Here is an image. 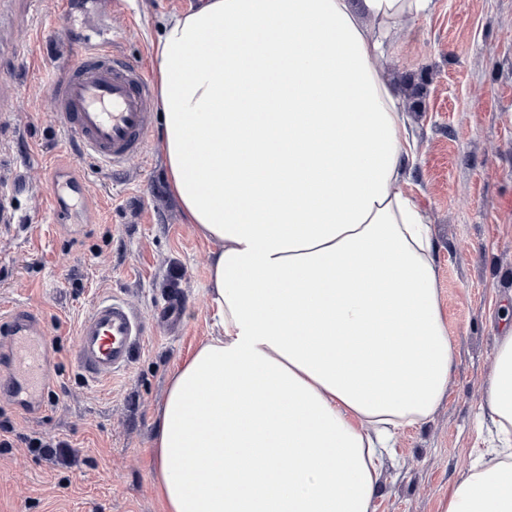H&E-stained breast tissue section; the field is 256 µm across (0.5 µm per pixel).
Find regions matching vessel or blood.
<instances>
[{
    "mask_svg": "<svg viewBox=\"0 0 512 512\" xmlns=\"http://www.w3.org/2000/svg\"><path fill=\"white\" fill-rule=\"evenodd\" d=\"M96 0H64L62 14L81 43L77 59L49 77L56 122L71 138L81 156L112 171L121 170L133 156H145L153 129L155 97L138 66L114 50L118 39L110 26L96 23ZM83 189V181L51 169L47 201L57 221H66L70 209L56 188ZM17 187L0 179V232L17 222ZM147 334L145 318L127 302L99 301L79 324L74 337V359L82 374L106 379L125 368ZM50 333L22 307L0 313V355L8 358L7 375H0V398L16 402L28 416L41 414L42 393L54 382L45 347Z\"/></svg>",
    "mask_w": 512,
    "mask_h": 512,
    "instance_id": "b4317fda",
    "label": "vessel or blood"
}]
</instances>
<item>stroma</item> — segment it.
Wrapping results in <instances>:
<instances>
[{"label": "stroma", "instance_id": "obj_1", "mask_svg": "<svg viewBox=\"0 0 512 512\" xmlns=\"http://www.w3.org/2000/svg\"><path fill=\"white\" fill-rule=\"evenodd\" d=\"M193 0H99L119 32L117 51L153 75V43ZM59 0H0V174L16 182L21 223L0 236V307L33 311L51 333L58 372L41 418L0 402L16 433L0 448V512H161L153 481L155 418L169 374L212 333L209 245L172 198L158 137L122 172L78 156L58 128L43 73L71 58ZM34 57L38 72L20 56ZM403 96L415 135L408 189L431 229L444 322L455 347L448 393L423 424L404 430L385 459L375 512H438L489 445L477 419L498 338L512 326V0H434L380 61ZM87 182L67 196L86 224L55 225L46 169ZM126 299L151 315L180 298L175 332L144 337L128 367L92 382L72 362L78 323L97 301ZM66 441L72 461L37 457L27 440Z\"/></svg>", "mask_w": 512, "mask_h": 512}]
</instances>
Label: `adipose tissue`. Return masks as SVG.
<instances>
[{"label":"adipose tissue","instance_id":"adipose-tissue-1","mask_svg":"<svg viewBox=\"0 0 512 512\" xmlns=\"http://www.w3.org/2000/svg\"><path fill=\"white\" fill-rule=\"evenodd\" d=\"M432 0H204L153 45L173 196L210 244L216 335L172 370L163 512H374L399 428L448 391L410 120L378 65ZM497 449L439 512H512V328Z\"/></svg>","mask_w":512,"mask_h":512}]
</instances>
